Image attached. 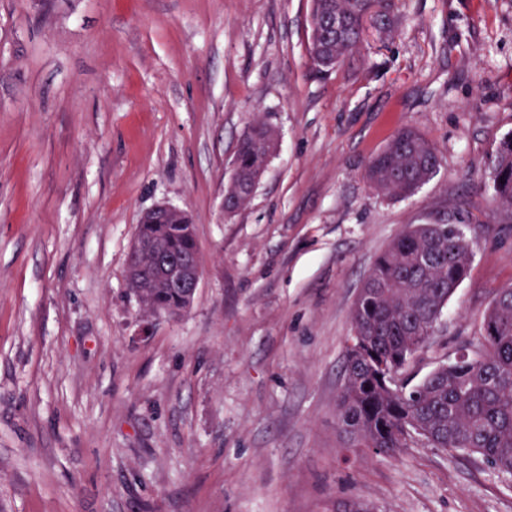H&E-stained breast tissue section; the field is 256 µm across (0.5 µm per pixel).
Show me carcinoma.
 Segmentation results:
<instances>
[{"label": "carcinoma", "mask_w": 512, "mask_h": 512, "mask_svg": "<svg viewBox=\"0 0 512 512\" xmlns=\"http://www.w3.org/2000/svg\"><path fill=\"white\" fill-rule=\"evenodd\" d=\"M377 32H397L393 0H312L311 58L327 72L362 42L365 18ZM277 144L276 132L256 122L236 149L238 171L225 185L231 215L248 203ZM437 148L411 128L397 131L367 167L379 194L406 199L439 171ZM489 170L496 209L512 222V132L498 142ZM458 224H411L376 259L358 290L347 337L338 418L356 445L391 454L412 444L482 456L512 482V287L499 290L482 321L479 343L460 350L416 385L401 379L409 359L430 341L448 299L467 277L472 249ZM137 237L170 255L199 253L180 220L138 225ZM158 271L128 277L141 290L142 310L179 311L181 295L151 284Z\"/></svg>", "instance_id": "cac0c4a2"}]
</instances>
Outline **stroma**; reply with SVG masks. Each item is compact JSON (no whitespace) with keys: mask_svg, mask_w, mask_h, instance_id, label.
<instances>
[{"mask_svg":"<svg viewBox=\"0 0 512 512\" xmlns=\"http://www.w3.org/2000/svg\"><path fill=\"white\" fill-rule=\"evenodd\" d=\"M325 74L311 0H0V512H512L477 454L351 446V311L411 224H461L468 276L406 374L476 342L512 286L488 169L512 131V0H398ZM257 121L277 149L222 208ZM438 149L413 197L366 166L400 128ZM195 225L192 307L145 323L126 279L142 214Z\"/></svg>","mask_w":512,"mask_h":512,"instance_id":"stroma-1","label":"stroma"}]
</instances>
